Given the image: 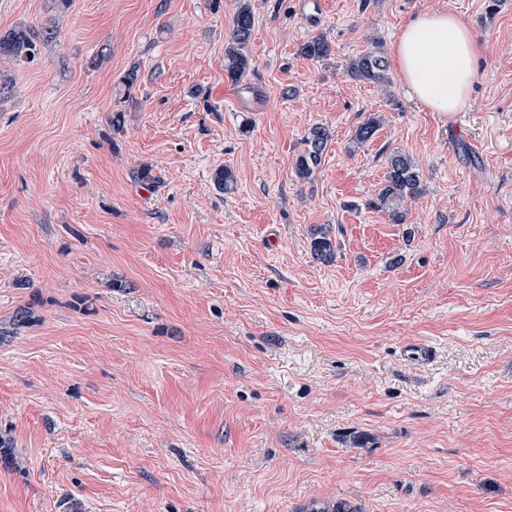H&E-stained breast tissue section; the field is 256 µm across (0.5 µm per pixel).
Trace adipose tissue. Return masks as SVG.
Returning a JSON list of instances; mask_svg holds the SVG:
<instances>
[{"instance_id": "1", "label": "adipose tissue", "mask_w": 512, "mask_h": 512, "mask_svg": "<svg viewBox=\"0 0 512 512\" xmlns=\"http://www.w3.org/2000/svg\"><path fill=\"white\" fill-rule=\"evenodd\" d=\"M391 54L411 99L434 112H456L468 103L478 47L460 15L431 11L410 19Z\"/></svg>"}]
</instances>
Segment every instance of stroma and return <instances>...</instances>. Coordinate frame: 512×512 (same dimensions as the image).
<instances>
[{"mask_svg":"<svg viewBox=\"0 0 512 512\" xmlns=\"http://www.w3.org/2000/svg\"><path fill=\"white\" fill-rule=\"evenodd\" d=\"M301 2L251 0L250 111L237 0H0V32L54 31L0 63V512H512V0ZM438 10L478 46L466 110L347 76ZM240 0L233 26L224 47V71L232 81H240L251 69L246 54L254 26V14L249 2ZM330 137L329 130L323 125H315L309 129L304 139L306 149L295 161L294 171L297 179H309L320 166ZM378 193L382 206L391 210L397 224L403 220L400 205L421 194V174L415 162L405 154L395 152L388 158V171ZM311 239V252L323 264H330L336 257V245L323 229L315 230Z\"/></svg>","mask_w":512,"mask_h":512,"instance_id":"obj_1","label":"stroma"}]
</instances>
